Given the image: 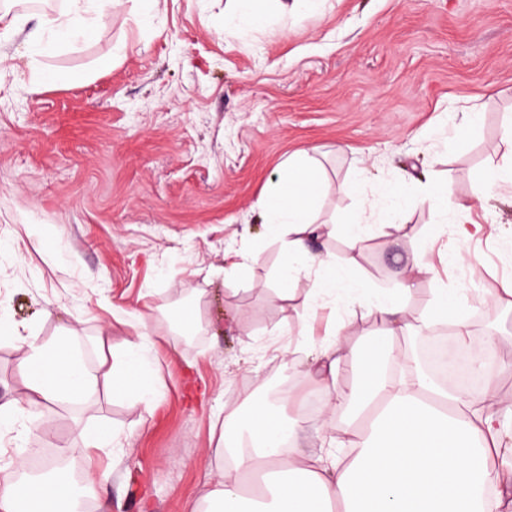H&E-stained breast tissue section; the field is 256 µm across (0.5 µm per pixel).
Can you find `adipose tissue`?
<instances>
[{
  "mask_svg": "<svg viewBox=\"0 0 512 512\" xmlns=\"http://www.w3.org/2000/svg\"><path fill=\"white\" fill-rule=\"evenodd\" d=\"M319 189L314 163L290 158L262 202L268 231L288 255L283 276L302 273L314 286L305 302L314 311L337 292L375 312L385 326L378 343L348 355L339 337L323 341L310 368L328 389L319 430L325 454H305L307 427L294 397L295 416L282 405L247 394L224 414V431L213 455L220 477L205 491L200 512H512V426L495 403V385L464 395L453 382L442 386L411 372L387 380L382 365L397 359L400 331L408 328L405 299L430 266L412 260L394 294L369 295L345 282L335 260L314 254L312 239L323 232L312 218ZM459 296L440 289L421 314L422 326L450 323L465 341L469 322ZM21 363L29 405L49 400L80 401L91 389L79 352V337L50 344L20 336ZM352 372L350 388L337 383L338 365ZM113 387L152 405L158 395L150 361L138 343L112 355ZM44 512H76L65 473L51 469L39 484Z\"/></svg>",
  "mask_w": 512,
  "mask_h": 512,
  "instance_id": "ef3b65f1",
  "label": "adipose tissue"
}]
</instances>
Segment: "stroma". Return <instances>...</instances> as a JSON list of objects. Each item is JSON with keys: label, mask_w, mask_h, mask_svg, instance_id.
Masks as SVG:
<instances>
[{"label": "stroma", "mask_w": 512, "mask_h": 512, "mask_svg": "<svg viewBox=\"0 0 512 512\" xmlns=\"http://www.w3.org/2000/svg\"><path fill=\"white\" fill-rule=\"evenodd\" d=\"M227 0H112L91 35L61 44L40 29L68 0L0 35V318L48 343L75 329L95 385L80 402L46 401L50 427L19 414L0 433V468L81 450L79 425L107 424L110 475L89 495L112 512H191L208 480L224 411L245 392L294 394L311 359L300 350L312 283L292 281L259 207L288 155L316 160L321 224L375 212L362 240L324 238L344 277L394 288L425 248L410 321L436 289L464 296L471 344L494 337L496 398L512 408V308L482 307L512 278V187H487V167L512 166V0H317L255 25ZM53 74L50 82L41 73ZM478 115L473 130L457 115ZM472 201L467 214L426 199L432 182ZM479 224L458 236V224ZM253 255L224 273V252ZM473 264L455 261L456 253ZM204 311L191 342L166 315ZM143 313L145 354L158 370L152 408L115 396L95 346L113 308ZM348 352L382 329L377 314L326 305ZM289 349L281 361V349ZM14 338L0 334V402L27 394Z\"/></svg>", "instance_id": "1"}]
</instances>
